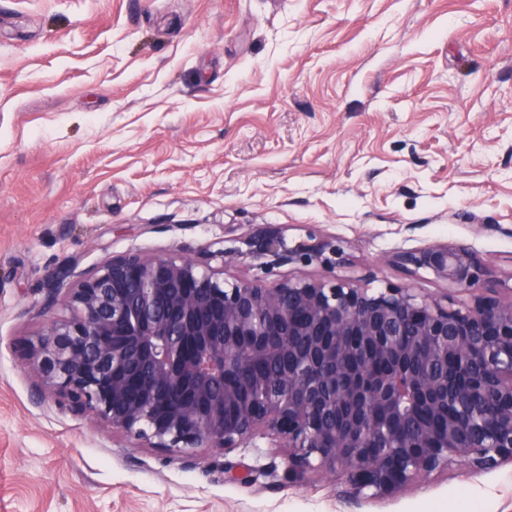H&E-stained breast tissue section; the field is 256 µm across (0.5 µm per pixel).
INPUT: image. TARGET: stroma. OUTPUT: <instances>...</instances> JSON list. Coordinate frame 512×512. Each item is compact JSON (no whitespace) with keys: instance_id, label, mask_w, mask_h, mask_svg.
Returning <instances> with one entry per match:
<instances>
[{"instance_id":"obj_1","label":"stroma","mask_w":512,"mask_h":512,"mask_svg":"<svg viewBox=\"0 0 512 512\" xmlns=\"http://www.w3.org/2000/svg\"><path fill=\"white\" fill-rule=\"evenodd\" d=\"M269 224L370 288L443 296L389 259L446 241L511 287L512 0H0V512H512V464L353 501L266 439L185 458L40 398L57 273Z\"/></svg>"}]
</instances>
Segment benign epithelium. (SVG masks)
<instances>
[{"label": "benign epithelium", "mask_w": 512, "mask_h": 512, "mask_svg": "<svg viewBox=\"0 0 512 512\" xmlns=\"http://www.w3.org/2000/svg\"><path fill=\"white\" fill-rule=\"evenodd\" d=\"M245 245L202 261L129 253L71 283L58 273L43 312L70 315L46 319L24 368L106 432L185 455L269 438L288 448L289 475L340 470L355 498L512 463V298L474 251L434 243L388 259L460 292L486 285L458 302L338 277L330 241L291 246L266 227ZM244 255L298 272L224 280ZM313 263L330 275L300 272Z\"/></svg>", "instance_id": "1"}]
</instances>
